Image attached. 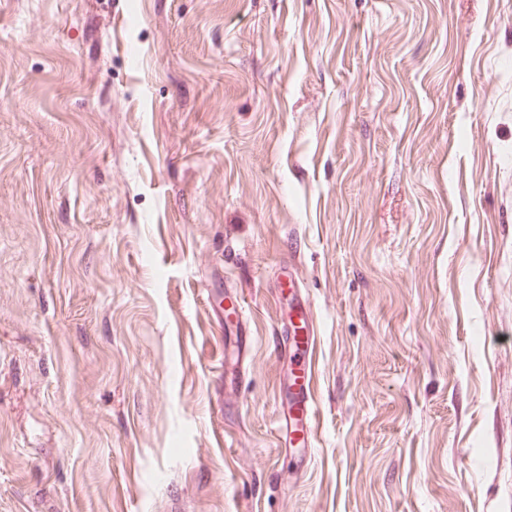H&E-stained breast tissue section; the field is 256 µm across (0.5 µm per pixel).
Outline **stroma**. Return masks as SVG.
<instances>
[{
    "label": "stroma",
    "instance_id": "stroma-1",
    "mask_svg": "<svg viewBox=\"0 0 512 512\" xmlns=\"http://www.w3.org/2000/svg\"><path fill=\"white\" fill-rule=\"evenodd\" d=\"M176 499L512 512V0H0V512ZM283 344L290 353L288 406L281 413L280 427L286 448H308L318 426L313 397L315 336L314 322L307 308L288 311L282 320Z\"/></svg>",
    "mask_w": 512,
    "mask_h": 512
}]
</instances>
